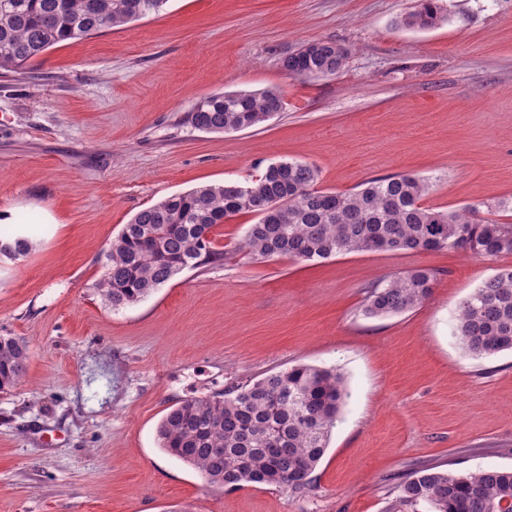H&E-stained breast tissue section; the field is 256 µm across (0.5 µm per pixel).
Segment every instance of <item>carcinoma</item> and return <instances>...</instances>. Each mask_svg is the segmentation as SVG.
<instances>
[{
	"label": "carcinoma",
	"instance_id": "1",
	"mask_svg": "<svg viewBox=\"0 0 512 512\" xmlns=\"http://www.w3.org/2000/svg\"><path fill=\"white\" fill-rule=\"evenodd\" d=\"M167 0H0V70L21 72L48 49L126 26L162 10ZM447 20L444 0H419L399 25L432 29ZM347 60L333 40H314L282 59L289 75L335 76ZM275 89L234 91L202 98L186 115L193 128L226 133L261 125L283 110ZM318 169L277 161L242 182L209 184L172 194L137 212L110 244L95 288L114 308L151 295L187 268L230 258L213 246L214 228L253 214L239 249L255 260L298 262L360 252L461 251L475 259L512 253V199L480 208L427 206L430 181L415 173L372 178L356 189L317 187ZM8 256H25L27 236L0 238ZM435 272L416 268L370 287L363 314L388 317L424 304ZM456 337L470 356L512 351V267L485 279L463 299ZM29 351L14 336H0V391L26 373ZM336 371L307 364L228 387L212 396L179 401L157 430L165 452L195 468L210 484L240 488L272 485L305 493L325 455L344 402ZM399 501L427 503L431 512H512V471L449 474L433 467L412 472L398 486Z\"/></svg>",
	"mask_w": 512,
	"mask_h": 512
}]
</instances>
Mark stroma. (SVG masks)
Returning <instances> with one entry per match:
<instances>
[{"mask_svg": "<svg viewBox=\"0 0 512 512\" xmlns=\"http://www.w3.org/2000/svg\"><path fill=\"white\" fill-rule=\"evenodd\" d=\"M449 19L400 27L417 0H167L159 13L0 72V212L29 232L0 257V336L29 348L0 391V512H428L397 500L418 467L512 468V352L475 359L459 302L512 254L365 252L301 263L236 249L254 215L212 234L231 259L186 270L142 301L94 284L123 224L162 199L294 160L348 191L412 172L427 205L512 198V0H446ZM331 39L348 57L297 79L283 57ZM279 90L270 121L205 133L203 97ZM425 267L431 297L368 318V285ZM305 363L344 374L348 398L303 494L207 483L158 445L178 401Z\"/></svg>", "mask_w": 512, "mask_h": 512, "instance_id": "stroma-1", "label": "stroma"}]
</instances>
